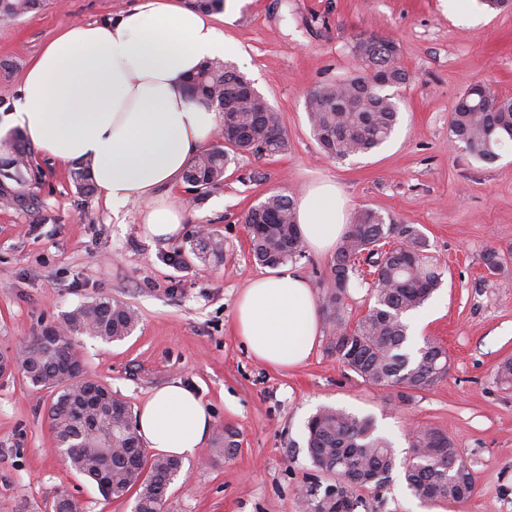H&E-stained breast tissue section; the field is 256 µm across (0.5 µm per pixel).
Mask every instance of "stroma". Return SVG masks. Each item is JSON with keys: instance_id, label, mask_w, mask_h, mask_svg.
I'll return each instance as SVG.
<instances>
[{"instance_id": "stroma-1", "label": "stroma", "mask_w": 512, "mask_h": 512, "mask_svg": "<svg viewBox=\"0 0 512 512\" xmlns=\"http://www.w3.org/2000/svg\"><path fill=\"white\" fill-rule=\"evenodd\" d=\"M132 2L42 0L31 13L0 20V118L13 111L29 65L65 26L112 18ZM473 10L478 20L467 24L448 0H227L213 22L235 46L228 61L277 112L286 152L237 156L205 200L177 192L185 219L172 239L145 235L136 222L141 203L113 213L99 191L78 189L71 167L36 150L33 205L0 203V353L109 297L134 309L138 324L111 344L74 337L87 376L134 408L173 380L209 406L212 431L170 488L173 512H302L297 490L315 472L305 425L325 406L372 416L396 455L385 485L361 490L359 512H512V386L496 377L512 357V269L491 275L482 262L486 249L512 247V149L485 163L448 142L450 116L471 86L512 96V10L481 0ZM370 35L398 44L409 75L393 90L399 122L371 153L325 157L311 136L306 98L352 75L353 46ZM322 181L336 183L351 212L373 209L428 238L442 284L416 336L439 341L450 364L433 388L406 398L400 388L365 382L328 350L326 320L311 356L290 369L258 361L235 336V300L265 272L249 252L244 214L270 194ZM202 225L222 238V256L204 261L192 252ZM51 399L21 371L0 376V512H53L63 489L84 512H132V501H104L52 453ZM227 427L238 446L224 458L214 448ZM421 427L457 444L476 478L467 502L428 504L407 489L401 465L411 430Z\"/></svg>"}]
</instances>
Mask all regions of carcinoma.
I'll list each match as a JSON object with an SVG mask.
<instances>
[{"mask_svg": "<svg viewBox=\"0 0 512 512\" xmlns=\"http://www.w3.org/2000/svg\"><path fill=\"white\" fill-rule=\"evenodd\" d=\"M40 0H0V18L30 13ZM188 8L220 12L224 0H188ZM369 52L373 71L361 65L360 73L315 88L307 99L312 135L326 156L343 159L380 148L398 123V107L383 88L370 86L371 74L382 73L388 86H399L408 73L399 63L394 41L377 36L359 40ZM193 97L224 113L222 129L235 138L217 142L196 154L184 172L188 191L203 196L223 184L231 153L273 157L288 150L277 113L264 99L248 95L251 82L237 69L217 61L202 64L191 83ZM486 86L476 84L463 95L449 120L450 142L476 159L492 163L499 151L512 144V97H498V108L489 111ZM12 157L0 161V200L24 206L30 202L16 188L38 183L39 171L29 162L30 150L21 132L13 135ZM252 256L258 264L277 268L301 258L305 245L295 221V200L274 193L243 217ZM194 249L207 256L222 251L221 240L203 232ZM503 251L492 247L482 258L486 271L499 274L506 267ZM332 287L325 289L322 310L336 327L328 350L364 381L379 386H400L410 392L433 387L448 371L447 350L432 338L417 348L410 345L407 317L420 308L441 284V273L429 254L427 237L406 224L386 221L370 208L358 212L330 268ZM373 304L355 322L346 317L350 289L366 283ZM138 324L136 313L122 302L99 298L71 311L65 319L67 335L50 346L34 336L26 359L16 363L31 385L52 392L49 419L57 444L70 466L88 478L108 500L134 498V512H172L168 499L171 484L182 465L176 458L153 456L131 436V406L112 395L96 401L103 388L83 378V371L67 379L59 369L81 360L71 338L90 336L106 343L121 341ZM307 451L314 467L331 478L307 485L304 512H357L362 500L357 491L383 484L395 467L390 442L377 433L370 416H358L326 407L307 421ZM408 489L418 499L461 503L476 490L475 477L460 450L445 434L418 429L411 437V456L405 465Z\"/></svg>", "mask_w": 512, "mask_h": 512, "instance_id": "1", "label": "carcinoma"}]
</instances>
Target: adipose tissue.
Listing matches in <instances>:
<instances>
[{"label": "adipose tissue", "instance_id": "obj_1", "mask_svg": "<svg viewBox=\"0 0 512 512\" xmlns=\"http://www.w3.org/2000/svg\"><path fill=\"white\" fill-rule=\"evenodd\" d=\"M233 51L210 16L177 0H136L107 21L63 28L30 65L9 123L44 156L89 163L113 212L143 201L146 233L174 238L184 215L171 195L220 124L218 112L192 99L189 81L203 61ZM295 215L318 253L335 249L348 228L347 201L331 183L306 189ZM234 329L261 362L304 363L320 334L310 283L286 268L254 278L237 298ZM212 425L203 400L178 381L137 411L139 438L166 456H194Z\"/></svg>", "mask_w": 512, "mask_h": 512}]
</instances>
